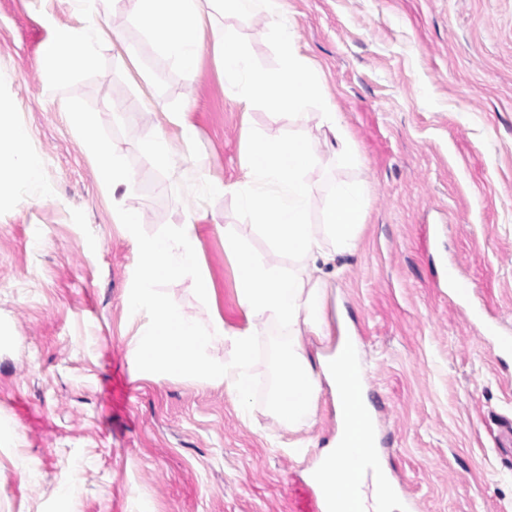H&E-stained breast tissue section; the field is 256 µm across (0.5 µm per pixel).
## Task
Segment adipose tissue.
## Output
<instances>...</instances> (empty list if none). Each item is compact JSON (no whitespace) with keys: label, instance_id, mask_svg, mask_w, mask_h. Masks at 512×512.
Returning a JSON list of instances; mask_svg holds the SVG:
<instances>
[{"label":"adipose tissue","instance_id":"adipose-tissue-1","mask_svg":"<svg viewBox=\"0 0 512 512\" xmlns=\"http://www.w3.org/2000/svg\"><path fill=\"white\" fill-rule=\"evenodd\" d=\"M82 25L53 28L40 49L39 65L51 81L66 74L93 68L101 30L97 19L107 0H83ZM137 23L156 53L194 71L203 50L198 32L205 15L202 0H133ZM73 124L86 136L97 157V178L112 190H130L135 177L118 148L100 137L93 113L70 105ZM169 125L142 145L143 153L157 165L173 159L188 161L197 140L195 125L185 111L167 113ZM181 150L173 152L170 142ZM27 133L13 126L10 113L0 107V196L38 180L42 162L25 149ZM136 249L135 282L125 294L128 315L139 327L131 341V353L140 373L156 380L200 377L223 386L241 409H248L254 340L267 324L287 326L288 341L277 353L276 382L268 394V406L289 431L312 426L323 390H330L338 430L322 449L311 472L329 499L327 512H398L399 499L385 480L386 469L375 452L377 435L367 401L359 351L351 336H340L333 353L311 359L310 337L330 338L325 314L323 282H309L287 271L272 259L248 250L232 228L224 230V251L240 264L236 295L247 316L246 326L230 330L222 317L198 322L159 290L160 282L189 277L203 303L213 297V283L202 268L193 217H186L172 231L148 236L142 233L139 216L127 210L119 215ZM224 341L229 355L213 361L210 349Z\"/></svg>","mask_w":512,"mask_h":512}]
</instances>
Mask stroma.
<instances>
[{
  "label": "stroma",
  "mask_w": 512,
  "mask_h": 512,
  "mask_svg": "<svg viewBox=\"0 0 512 512\" xmlns=\"http://www.w3.org/2000/svg\"><path fill=\"white\" fill-rule=\"evenodd\" d=\"M283 11L363 158L344 169L324 153L308 173L313 224L330 180L363 182L368 207L357 251L303 274L325 278L332 332L342 313L361 332L387 466L420 512H512L498 442L512 420V356L480 333L512 334V0H283ZM82 17L80 0H0V105L44 159L35 183L0 197V512H289V484L336 433L330 396L297 433L268 410L288 339L278 323L256 339L249 412L220 385L139 377L138 324L124 305L137 254L117 214L138 210L147 235L194 214L214 300L198 301L188 278L160 290L189 317L244 326L220 228L232 225L253 253L269 247L231 195L203 202L192 187L202 173L240 179L244 129L330 133L316 113L243 109L212 52L193 74L158 55L130 0H111L95 67L48 86L39 48ZM212 23L273 65L262 11ZM71 104L96 113L137 179L132 191L99 184ZM180 109L197 143L189 164L162 168L141 146ZM451 263L472 282L469 299L440 279ZM298 439L311 441L309 457L286 451Z\"/></svg>",
  "instance_id": "obj_1"
}]
</instances>
